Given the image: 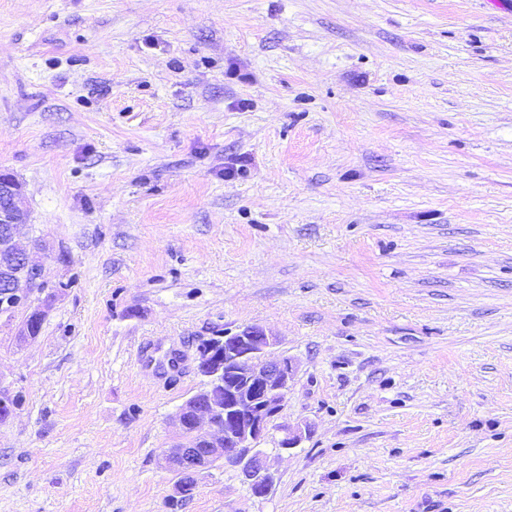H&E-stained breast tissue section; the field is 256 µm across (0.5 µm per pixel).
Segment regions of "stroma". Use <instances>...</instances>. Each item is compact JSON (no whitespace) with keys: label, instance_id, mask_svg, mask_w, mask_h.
I'll return each instance as SVG.
<instances>
[{"label":"stroma","instance_id":"35a3bbf8","mask_svg":"<svg viewBox=\"0 0 512 512\" xmlns=\"http://www.w3.org/2000/svg\"><path fill=\"white\" fill-rule=\"evenodd\" d=\"M0 170L55 291L0 316V512H175L196 347L252 324L273 485L176 512H512V0H0Z\"/></svg>","mask_w":512,"mask_h":512}]
</instances>
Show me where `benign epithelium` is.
<instances>
[{
  "label": "benign epithelium",
  "instance_id": "benign-epithelium-1",
  "mask_svg": "<svg viewBox=\"0 0 512 512\" xmlns=\"http://www.w3.org/2000/svg\"><path fill=\"white\" fill-rule=\"evenodd\" d=\"M22 184L10 173L0 171V308L7 313L32 310L43 319V311L31 309L36 288L48 287L46 261L53 258L21 230L30 224L23 204ZM277 337L257 325H247L233 334L197 345V369L207 378H216L224 388V398L215 397L211 383L191 397L193 408L183 404L172 419L181 441L165 448L162 457L176 473V493H181L198 472L219 460L239 468L243 482L251 489L267 492L273 473L260 444L280 413L295 373V364L286 357L268 358ZM303 429L287 427L277 441L282 452L299 447Z\"/></svg>",
  "mask_w": 512,
  "mask_h": 512
}]
</instances>
